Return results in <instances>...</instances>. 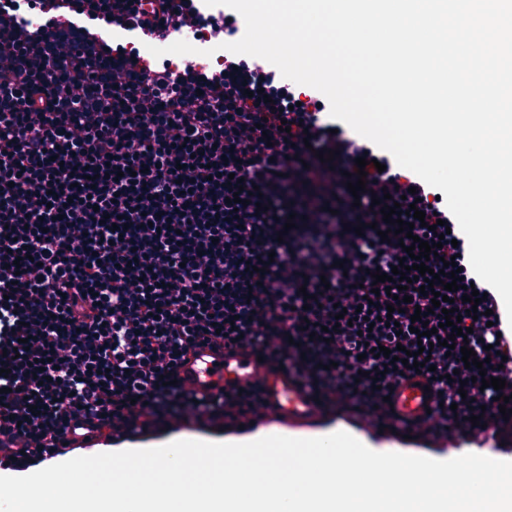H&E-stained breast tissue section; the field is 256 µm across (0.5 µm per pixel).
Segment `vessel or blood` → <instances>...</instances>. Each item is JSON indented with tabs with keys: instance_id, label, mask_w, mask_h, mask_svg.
I'll list each match as a JSON object with an SVG mask.
<instances>
[{
	"instance_id": "obj_1",
	"label": "vessel or blood",
	"mask_w": 512,
	"mask_h": 512,
	"mask_svg": "<svg viewBox=\"0 0 512 512\" xmlns=\"http://www.w3.org/2000/svg\"><path fill=\"white\" fill-rule=\"evenodd\" d=\"M178 377L184 391L200 396L232 393L259 384L265 390L264 402L251 413V422L245 426L228 420L220 428L198 429L175 424L161 432L147 429L137 435L122 429L92 436L72 432L67 436L70 449L152 448L186 438L245 443L270 435L295 437L345 431L367 447L382 452L435 460H449L466 453H490L495 459L512 461V435H501L491 427L444 438L423 428L407 440L402 433L379 430L368 416L323 413L288 371L259 362L248 348L228 347L220 340L190 348L179 367ZM390 399L394 416L407 420H426L428 406L435 403L433 392L418 386L413 376L395 383Z\"/></svg>"
}]
</instances>
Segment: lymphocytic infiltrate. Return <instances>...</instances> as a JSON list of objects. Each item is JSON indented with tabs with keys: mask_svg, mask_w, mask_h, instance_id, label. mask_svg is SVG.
Masks as SVG:
<instances>
[{
	"mask_svg": "<svg viewBox=\"0 0 512 512\" xmlns=\"http://www.w3.org/2000/svg\"><path fill=\"white\" fill-rule=\"evenodd\" d=\"M200 2L0 0V450L11 456L60 454L78 420L102 431L254 412L259 385L203 399L174 386L187 350L216 337L284 365L323 409L388 424L384 399L407 369L368 347L418 351L419 308L441 339L452 335L416 281L411 303L383 294L358 312L370 271L391 273L406 255L398 235L381 240L389 225L373 196L417 204L426 224L414 234L440 246L429 268L455 258L464 285L489 289L467 268L437 189L357 142L314 88L280 85L254 57L173 69L138 50L147 32L169 41L190 18L236 39V16ZM37 11L46 20L28 29ZM260 89L268 102L254 98ZM329 150L334 160L320 161ZM359 157L368 183L356 197L346 183ZM439 220L450 241L432 231ZM448 293L471 333L431 352L433 429L465 431L480 415L512 432L460 351L469 345L502 377L512 349L497 340L500 316L485 301L468 316L461 291ZM325 326L328 342L316 337Z\"/></svg>",
	"mask_w": 512,
	"mask_h": 512,
	"instance_id": "1",
	"label": "lymphocytic infiltrate"
}]
</instances>
